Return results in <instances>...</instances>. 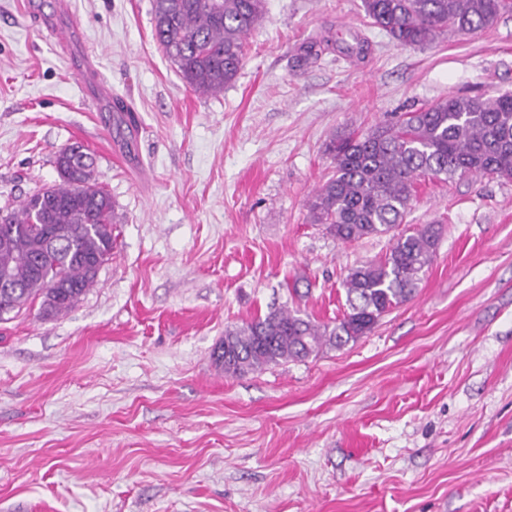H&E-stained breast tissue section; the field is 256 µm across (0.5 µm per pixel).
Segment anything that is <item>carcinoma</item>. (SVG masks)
Returning a JSON list of instances; mask_svg holds the SVG:
<instances>
[{
    "label": "carcinoma",
    "instance_id": "obj_1",
    "mask_svg": "<svg viewBox=\"0 0 512 512\" xmlns=\"http://www.w3.org/2000/svg\"><path fill=\"white\" fill-rule=\"evenodd\" d=\"M373 24L402 48L439 34L474 33L512 11V0H362ZM154 37L183 80L201 94L232 83L264 0H152ZM333 174L308 202L313 223L342 242L390 235L407 213L417 182L431 176L512 180V93L450 95L368 131H339L326 146ZM93 157L71 144L56 158L60 183L0 220V320L40 301V314L67 312L91 288L94 266L112 255V199L93 178ZM440 230L427 224L392 236L379 260L349 268L348 310L334 325L286 305L224 331V375L304 361L370 333L415 292L436 255Z\"/></svg>",
    "mask_w": 512,
    "mask_h": 512
}]
</instances>
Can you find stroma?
Returning a JSON list of instances; mask_svg holds the SVG:
<instances>
[{
	"label": "stroma",
	"instance_id": "stroma-1",
	"mask_svg": "<svg viewBox=\"0 0 512 512\" xmlns=\"http://www.w3.org/2000/svg\"><path fill=\"white\" fill-rule=\"evenodd\" d=\"M60 2L0 0V208L82 144L115 247L66 313L0 323V512H512V180L418 182L398 231L439 225L437 253L368 335L243 377L216 360L271 306L343 316L349 268L390 242L311 222L329 138L512 92V14L400 48L361 0H266L236 80L201 95L151 0ZM36 11L78 27L135 135Z\"/></svg>",
	"mask_w": 512,
	"mask_h": 512
}]
</instances>
